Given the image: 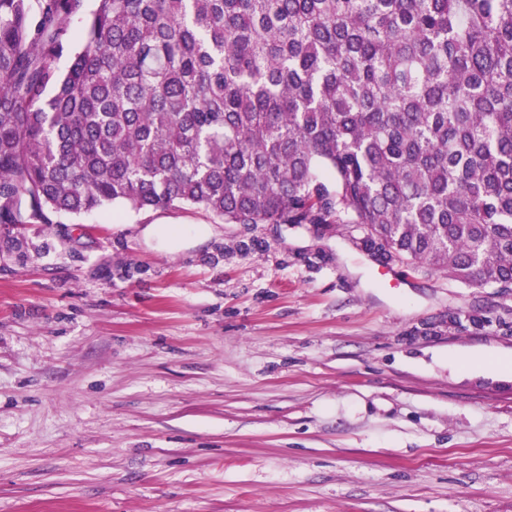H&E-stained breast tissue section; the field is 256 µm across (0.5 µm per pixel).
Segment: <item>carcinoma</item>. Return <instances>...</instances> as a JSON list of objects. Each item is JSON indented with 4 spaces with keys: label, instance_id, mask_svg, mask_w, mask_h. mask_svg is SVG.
Instances as JSON below:
<instances>
[{
    "label": "carcinoma",
    "instance_id": "1",
    "mask_svg": "<svg viewBox=\"0 0 512 512\" xmlns=\"http://www.w3.org/2000/svg\"><path fill=\"white\" fill-rule=\"evenodd\" d=\"M84 2L0 0V224H353L512 286V0Z\"/></svg>",
    "mask_w": 512,
    "mask_h": 512
}]
</instances>
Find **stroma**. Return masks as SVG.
Instances as JSON below:
<instances>
[{
	"mask_svg": "<svg viewBox=\"0 0 512 512\" xmlns=\"http://www.w3.org/2000/svg\"><path fill=\"white\" fill-rule=\"evenodd\" d=\"M357 235L0 225V512H512V296Z\"/></svg>",
	"mask_w": 512,
	"mask_h": 512,
	"instance_id": "stroma-1",
	"label": "stroma"
}]
</instances>
